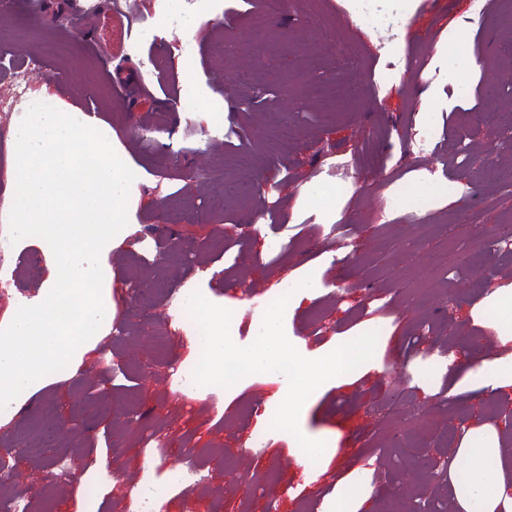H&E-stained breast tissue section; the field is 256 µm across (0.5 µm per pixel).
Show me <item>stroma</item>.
Returning a JSON list of instances; mask_svg holds the SVG:
<instances>
[{"mask_svg": "<svg viewBox=\"0 0 512 512\" xmlns=\"http://www.w3.org/2000/svg\"><path fill=\"white\" fill-rule=\"evenodd\" d=\"M223 5L222 25L187 11L177 36L146 30L115 50L89 26L63 55L47 48L61 26L41 7L0 8V52L17 65L40 58L48 93L95 113L139 174L128 223L100 255L112 321L68 374L31 384L0 415V497L37 512H125L155 485L165 493L150 512H263L277 483L278 512H334L358 483L374 491L358 512H411L423 498L433 512H458L449 481L431 483L420 464L457 456L473 427L499 434L512 484V388L482 383L485 363L512 357L489 303L512 286V255L483 239L512 226V191L483 176L489 165L512 172V0H291L273 14L264 0ZM148 55L162 65L147 80ZM283 80L285 98L272 91ZM216 105L229 137L210 127ZM282 122L294 130L286 148L275 138ZM423 135L424 157L414 150ZM258 181L267 189L256 194ZM339 223L343 251L328 234ZM476 250L493 271L477 284ZM56 268L43 239L10 244L0 223V329ZM308 276L315 287L284 317L301 355L378 333L370 364L302 407V433L326 444L314 462L271 426L285 376L187 395L172 369L195 364V335L168 320L198 290L231 310L230 335L247 346L269 298ZM134 280L148 299L129 295ZM453 417L464 430L449 433ZM257 434L262 455L249 448ZM63 467L72 480L52 481ZM187 470L194 480L179 485Z\"/></svg>", "mask_w": 512, "mask_h": 512, "instance_id": "35a3bbf8", "label": "stroma"}]
</instances>
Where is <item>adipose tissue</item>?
Returning a JSON list of instances; mask_svg holds the SVG:
<instances>
[{"label":"adipose tissue","mask_w":512,"mask_h":512,"mask_svg":"<svg viewBox=\"0 0 512 512\" xmlns=\"http://www.w3.org/2000/svg\"><path fill=\"white\" fill-rule=\"evenodd\" d=\"M472 433L483 445L463 451L468 482L455 490L462 512H512V488L501 471L493 467L503 453L498 434L481 427L473 428Z\"/></svg>","instance_id":"ef3b65f1"}]
</instances>
